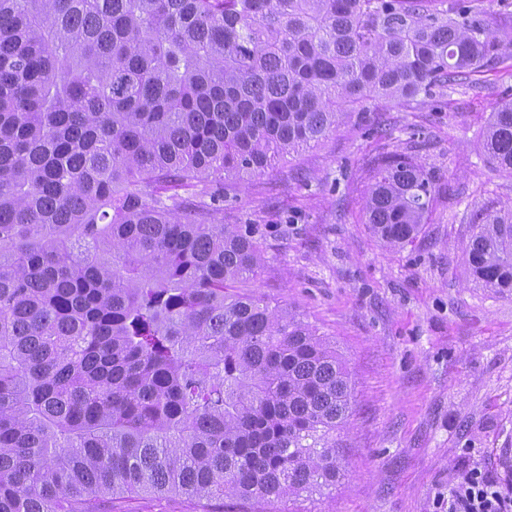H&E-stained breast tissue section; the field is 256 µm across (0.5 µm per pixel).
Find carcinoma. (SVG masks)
<instances>
[{"mask_svg":"<svg viewBox=\"0 0 512 512\" xmlns=\"http://www.w3.org/2000/svg\"><path fill=\"white\" fill-rule=\"evenodd\" d=\"M511 58L460 0H0V512L142 493L293 512L335 485L346 362L247 291L263 250L224 223V180ZM481 148L512 178V100ZM434 196L384 156L366 226L402 247ZM465 256L512 293V204Z\"/></svg>","mask_w":512,"mask_h":512,"instance_id":"obj_1","label":"carcinoma"}]
</instances>
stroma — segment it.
I'll use <instances>...</instances> for the list:
<instances>
[{
  "label": "stroma",
  "mask_w": 512,
  "mask_h": 512,
  "mask_svg": "<svg viewBox=\"0 0 512 512\" xmlns=\"http://www.w3.org/2000/svg\"><path fill=\"white\" fill-rule=\"evenodd\" d=\"M512 60L411 104L355 112L319 144L230 181L224 221L265 255L254 293L334 341L354 383L345 478L296 512H448L472 468L512 490V294L470 278L480 210L512 202V179L480 151ZM404 152L435 180L427 224L384 247L363 222L372 160ZM177 495L113 499L112 512H194Z\"/></svg>",
  "instance_id": "stroma-1"
}]
</instances>
